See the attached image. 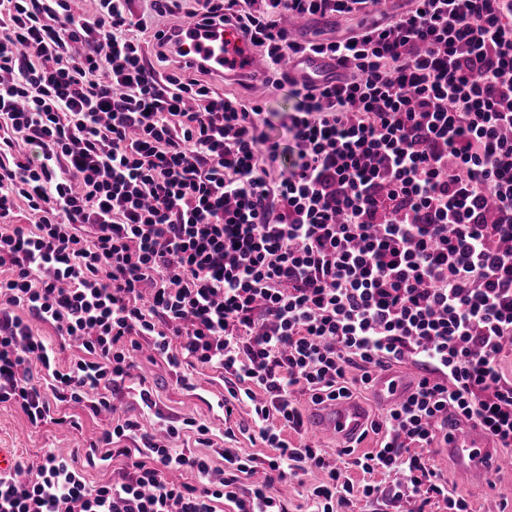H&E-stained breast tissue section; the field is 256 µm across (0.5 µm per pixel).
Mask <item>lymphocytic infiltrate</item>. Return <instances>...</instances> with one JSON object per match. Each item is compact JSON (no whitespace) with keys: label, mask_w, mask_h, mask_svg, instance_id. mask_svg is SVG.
<instances>
[{"label":"lymphocytic infiltrate","mask_w":512,"mask_h":512,"mask_svg":"<svg viewBox=\"0 0 512 512\" xmlns=\"http://www.w3.org/2000/svg\"><path fill=\"white\" fill-rule=\"evenodd\" d=\"M79 2L0 0V403L34 426L67 424L68 401L111 414L86 461L126 465L92 486L48 453L0 476V512H288L275 483L311 470L310 512L377 493L471 512L426 452L452 415L512 447V0H413L334 41L293 40L280 20L384 0H194L186 21L236 24L293 100L287 167L262 105L146 63L129 0ZM311 55L337 75L280 68ZM32 317L79 357L57 365ZM143 338L180 383L222 372L225 415L249 404L269 455L230 429L209 454L194 419L150 432L118 416ZM409 362L416 389L371 422L374 451L333 460L284 438L304 426L294 393L348 398ZM185 430L196 449L173 447ZM353 467L390 482L354 485Z\"/></svg>","instance_id":"f902f5d3"}]
</instances>
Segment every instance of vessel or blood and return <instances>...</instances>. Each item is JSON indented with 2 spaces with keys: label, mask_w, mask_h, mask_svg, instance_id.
Instances as JSON below:
<instances>
[{
  "label": "vessel or blood",
  "mask_w": 512,
  "mask_h": 512,
  "mask_svg": "<svg viewBox=\"0 0 512 512\" xmlns=\"http://www.w3.org/2000/svg\"><path fill=\"white\" fill-rule=\"evenodd\" d=\"M177 32L172 45L185 62L206 65L228 81L253 80L256 89L266 90L264 75L268 64L236 25L194 22L179 26ZM416 379V370L411 366L401 370L379 369L372 376V388L377 401L391 407L413 392ZM311 419L317 428L336 436L344 447L354 443L367 425L364 409L344 398L317 406ZM444 449L455 465L470 475L472 491L477 495L485 492L494 472L512 469V456L498 454L493 438L472 421L449 417Z\"/></svg>",
  "instance_id": "vessel-or-blood-1"
}]
</instances>
